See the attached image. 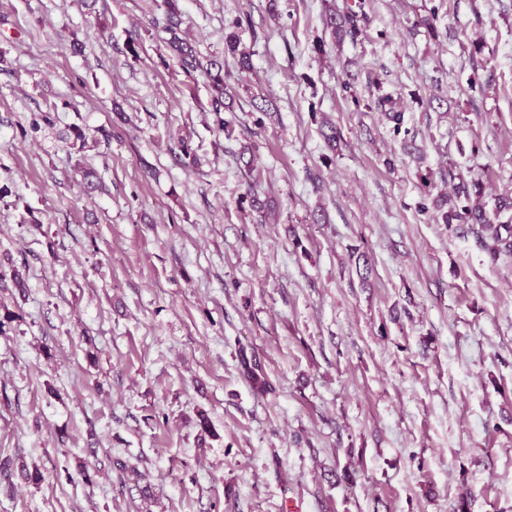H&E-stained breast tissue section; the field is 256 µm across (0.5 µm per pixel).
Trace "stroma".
Wrapping results in <instances>:
<instances>
[{"instance_id": "1", "label": "stroma", "mask_w": 512, "mask_h": 512, "mask_svg": "<svg viewBox=\"0 0 512 512\" xmlns=\"http://www.w3.org/2000/svg\"><path fill=\"white\" fill-rule=\"evenodd\" d=\"M178 6L231 133L155 0H0V512H512V259L431 206L512 194V0ZM163 2L167 6V10L162 21V28L171 35L170 48L180 68L186 74L200 71L208 79L212 90L210 112H215L218 117V130L225 132L230 126V122L219 115L226 108L224 99L229 98L231 94L228 92V85L224 80V62L217 58H206L203 62L196 49L177 35L182 24V15L176 3L177 0H164ZM356 22V12L348 7L343 12L334 9L326 17V27L331 30L335 37L347 33L348 28H350V31H356Z\"/></svg>"}]
</instances>
